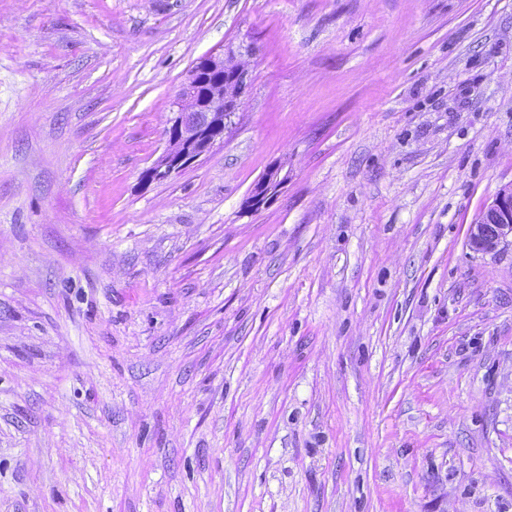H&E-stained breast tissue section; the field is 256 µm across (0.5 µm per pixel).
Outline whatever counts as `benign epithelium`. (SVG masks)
I'll return each instance as SVG.
<instances>
[{"label": "benign epithelium", "instance_id": "benign-epithelium-1", "mask_svg": "<svg viewBox=\"0 0 512 512\" xmlns=\"http://www.w3.org/2000/svg\"><path fill=\"white\" fill-rule=\"evenodd\" d=\"M252 52L226 48L220 53L202 57L205 69L223 68L229 73L224 89L208 94L200 100L197 96L198 71L190 72L172 104L173 117L167 127V147L155 165L146 171L147 179L164 180L171 174L191 165L209 153L216 143L224 141L222 132L234 112L241 107V98L250 77ZM285 165L269 169L252 188L245 204L251 210L268 205L288 182ZM496 228L494 235L487 234V225ZM512 236V189L497 193L492 203L471 227V246L480 252H491L498 244Z\"/></svg>", "mask_w": 512, "mask_h": 512}]
</instances>
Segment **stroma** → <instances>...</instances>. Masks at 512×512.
Instances as JSON below:
<instances>
[{"instance_id":"35a3bbf8","label":"stroma","mask_w":512,"mask_h":512,"mask_svg":"<svg viewBox=\"0 0 512 512\" xmlns=\"http://www.w3.org/2000/svg\"><path fill=\"white\" fill-rule=\"evenodd\" d=\"M506 187L512 0H0V512H512ZM250 50L235 51L225 48L222 53H211L202 57L203 67L223 68L229 73V82L225 87L224 70L206 73L201 85L196 78L199 71L192 68L172 104L173 117L166 129L167 147L155 165L146 171L148 180H164L172 173L191 165L203 155L209 153L216 143L223 142L227 123L234 112L241 107V98L250 77ZM219 86L223 90L209 93L198 102L199 95H205ZM191 112H198L194 120H189ZM216 131H222L216 135ZM286 164L274 165L252 188L245 204L251 210H259L268 205L288 182V169L282 175ZM488 224L496 228L493 236L487 234ZM508 235L512 236V189L498 192L477 222L472 224L470 243L475 250L488 253L494 251Z\"/></svg>"}]
</instances>
